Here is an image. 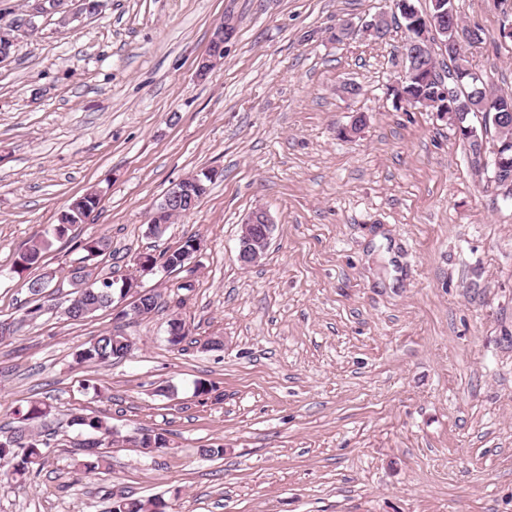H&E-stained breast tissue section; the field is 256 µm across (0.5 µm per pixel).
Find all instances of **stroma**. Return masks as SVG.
<instances>
[{
    "mask_svg": "<svg viewBox=\"0 0 512 512\" xmlns=\"http://www.w3.org/2000/svg\"><path fill=\"white\" fill-rule=\"evenodd\" d=\"M481 39L470 69L512 92V0H454ZM393 0H104L78 27L42 20L0 66V436L30 401L48 462L24 486L0 475V512H110L113 494L163 497L169 512H512V199L469 144L424 108L396 107L395 24L385 40L330 37L336 23L393 11ZM224 56L198 77L219 22ZM355 83L359 95L341 87ZM365 124L342 136L357 114ZM216 171L198 206L149 234L176 182ZM101 200L66 236L71 200ZM275 222L259 263L236 260L256 208ZM196 236L180 271L137 273L140 253ZM53 245L41 271L80 265L138 274L165 305L122 321L61 310L24 316L13 271L32 240ZM180 316L189 341L171 345ZM119 330L131 355L98 365L74 355ZM220 336L219 350L202 349ZM213 385L208 396L196 381ZM101 385L102 395L84 387ZM147 429L169 449L114 446L84 475L78 413ZM224 454L204 458L205 446Z\"/></svg>",
    "mask_w": 512,
    "mask_h": 512,
    "instance_id": "obj_1",
    "label": "stroma"
}]
</instances>
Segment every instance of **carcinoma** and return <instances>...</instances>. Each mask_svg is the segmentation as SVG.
Segmentation results:
<instances>
[{
	"label": "carcinoma",
	"mask_w": 512,
	"mask_h": 512,
	"mask_svg": "<svg viewBox=\"0 0 512 512\" xmlns=\"http://www.w3.org/2000/svg\"><path fill=\"white\" fill-rule=\"evenodd\" d=\"M431 7L426 18H442L444 16L455 18L456 25L461 29L466 26L461 24L460 18L454 9L452 0H430ZM448 59L454 63V69L448 71V80L457 87L460 97L471 93L475 88L483 86L479 79L467 67L466 54L448 55ZM442 78L436 72V60L431 46H425L423 60L412 70H406L400 90L411 99L414 107L423 105L433 98L434 89ZM484 129H494L498 142L512 139V94L497 93L490 116H481ZM97 206V194L87 193L72 200L67 210L63 211L59 224L55 226V234L63 236L68 227L82 221L83 217L93 211ZM196 237L190 236L183 244L173 250L165 251L160 257L171 264L180 263L182 257L189 251L195 250ZM50 243L46 238L35 241L23 252L15 264V272L22 274L38 265L43 258V253L49 248ZM80 248L85 252L82 261H90L103 255L109 248L110 242L106 238L89 239L80 243ZM50 287L49 281L42 277H33L27 280L30 301L25 309V316L34 318L44 311L45 293ZM118 293V289L112 288V278L104 277L94 280L79 291L80 299H70L65 308V317L74 321L84 320L93 316L96 312L112 307V294ZM125 336L120 333L107 332L96 337L87 346L75 353V362L78 365L89 363H106L118 359L126 350ZM50 407L40 401L31 402L22 414L12 433L6 438H0V467L8 469L15 481L23 483L33 469H41L46 462L43 448L47 444L40 440V432L35 428V423L48 417ZM73 424L81 430L93 436V440L83 443L87 452L80 459L75 460L77 469L89 474L106 463V456L97 451V448L112 444L115 431L111 418L102 413L81 414L73 417ZM145 453L166 449L169 441L162 433L150 431L139 434ZM168 505L161 497L132 498L121 494L113 502L111 512H166Z\"/></svg>",
	"instance_id": "1"
}]
</instances>
